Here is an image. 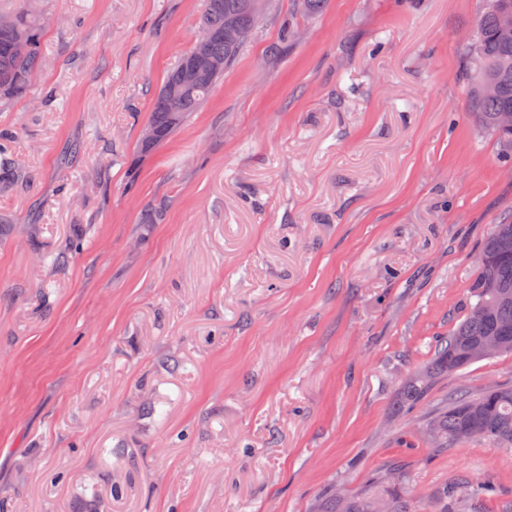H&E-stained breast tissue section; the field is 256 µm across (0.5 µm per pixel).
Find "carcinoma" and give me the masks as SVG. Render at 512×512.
<instances>
[{
	"label": "carcinoma",
	"instance_id": "cac0c4a2",
	"mask_svg": "<svg viewBox=\"0 0 512 512\" xmlns=\"http://www.w3.org/2000/svg\"><path fill=\"white\" fill-rule=\"evenodd\" d=\"M472 41L471 107L479 122L512 149V0H486ZM253 0H204L198 38H206L205 57L196 45L181 52L151 100L147 126L154 139H139L143 153L152 152L199 111L214 87L255 33ZM12 25L0 26V101L25 96L44 53L43 23L24 13H2ZM476 301L440 347L429 374H453L487 358L485 345L495 340L500 353L512 354V221L494 225L479 258L472 284ZM437 448H450L471 438L512 447V385L503 384L478 395L466 392L432 422L429 434ZM414 512L411 501L386 496L351 504L347 512Z\"/></svg>",
	"mask_w": 512,
	"mask_h": 512
}]
</instances>
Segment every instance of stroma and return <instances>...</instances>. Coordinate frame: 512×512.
I'll return each instance as SVG.
<instances>
[{"label":"stroma","mask_w":512,"mask_h":512,"mask_svg":"<svg viewBox=\"0 0 512 512\" xmlns=\"http://www.w3.org/2000/svg\"><path fill=\"white\" fill-rule=\"evenodd\" d=\"M203 5L0 0L46 22L30 94L0 105L26 173L0 193V512L403 491L437 512L475 480L491 493L458 512H512V448L426 432L452 393L512 382V354L426 377L512 220V153L468 103L486 0H270L202 110L142 153Z\"/></svg>","instance_id":"obj_1"}]
</instances>
